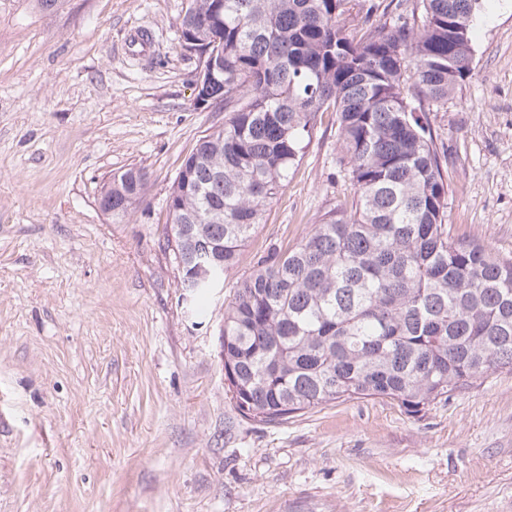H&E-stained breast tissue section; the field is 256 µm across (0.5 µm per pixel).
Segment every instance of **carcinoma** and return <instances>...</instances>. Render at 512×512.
<instances>
[{"label": "carcinoma", "instance_id": "cac0c4a2", "mask_svg": "<svg viewBox=\"0 0 512 512\" xmlns=\"http://www.w3.org/2000/svg\"><path fill=\"white\" fill-rule=\"evenodd\" d=\"M482 0H398L387 25L369 0H187L178 44L217 52L207 87L229 116L184 158L167 245L224 247V276L299 164L324 112L350 207L260 257L224 309V368L242 416L286 421L338 401L389 399L410 415L512 370V256L455 236L448 176L425 106L473 64ZM361 13L350 32L347 15ZM130 168L102 191L112 221L141 202Z\"/></svg>", "mask_w": 512, "mask_h": 512}]
</instances>
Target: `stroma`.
Returning <instances> with one entry per match:
<instances>
[{
  "mask_svg": "<svg viewBox=\"0 0 512 512\" xmlns=\"http://www.w3.org/2000/svg\"><path fill=\"white\" fill-rule=\"evenodd\" d=\"M186 0H0V512H512V372L413 416L381 398L240 416L224 308L257 259L350 205L324 113L204 311L178 286L167 196L197 139ZM151 37L146 55L128 38ZM431 107L448 223L512 255V0ZM148 175L119 224L113 173Z\"/></svg>",
  "mask_w": 512,
  "mask_h": 512,
  "instance_id": "1",
  "label": "stroma"
}]
</instances>
